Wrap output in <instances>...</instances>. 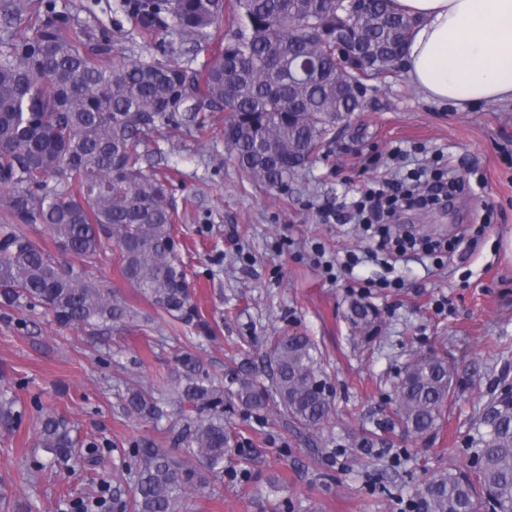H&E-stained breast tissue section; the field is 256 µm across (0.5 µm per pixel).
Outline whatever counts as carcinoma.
Instances as JSON below:
<instances>
[{"label": "carcinoma", "instance_id": "obj_1", "mask_svg": "<svg viewBox=\"0 0 512 512\" xmlns=\"http://www.w3.org/2000/svg\"><path fill=\"white\" fill-rule=\"evenodd\" d=\"M138 36L162 47L146 59L117 60L111 41L80 37L53 0H0L24 31L0 37V188L11 223L0 225V303L42 306L60 325L104 332L135 317L126 300L96 285L89 269L115 252L124 279L160 316L208 336L179 257L167 176L142 167L149 133L177 114L199 129L224 113V143L250 180L288 193L321 156L336 121L363 109L365 81L387 74L413 21L374 0L353 19L343 0H122ZM364 45L356 66L341 44ZM204 55L197 69L182 56ZM45 227L51 254L26 231ZM365 344L380 323L362 300L345 313ZM265 376L245 369L217 380L194 355L176 359L180 453L145 443L131 512H179L190 491L224 473L238 445L226 416L234 406L260 414L272 404L302 429L330 419L333 394L320 351L302 335L274 336ZM455 367L435 352L416 356L396 386L395 417L415 438L439 428L455 394ZM130 413L159 421L162 403L144 387L127 391ZM15 398L0 388V425L13 424ZM474 469L439 470L417 488L421 512H512V395L488 402ZM37 445L59 462L74 457L71 423L40 419Z\"/></svg>", "mask_w": 512, "mask_h": 512}]
</instances>
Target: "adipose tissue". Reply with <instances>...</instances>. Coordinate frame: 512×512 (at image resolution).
<instances>
[{
    "instance_id": "obj_1",
    "label": "adipose tissue",
    "mask_w": 512,
    "mask_h": 512,
    "mask_svg": "<svg viewBox=\"0 0 512 512\" xmlns=\"http://www.w3.org/2000/svg\"><path fill=\"white\" fill-rule=\"evenodd\" d=\"M416 25L402 64L439 104L512 100V0H392Z\"/></svg>"
}]
</instances>
